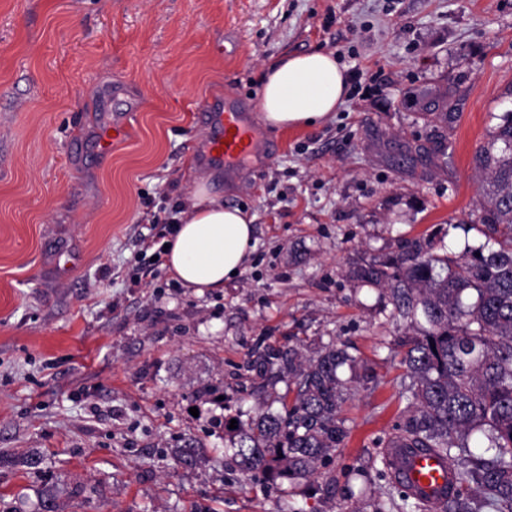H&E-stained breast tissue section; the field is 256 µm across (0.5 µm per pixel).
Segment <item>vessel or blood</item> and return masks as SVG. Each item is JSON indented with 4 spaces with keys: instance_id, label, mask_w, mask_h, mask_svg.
I'll return each mask as SVG.
<instances>
[{
    "instance_id": "vessel-or-blood-1",
    "label": "vessel or blood",
    "mask_w": 512,
    "mask_h": 512,
    "mask_svg": "<svg viewBox=\"0 0 512 512\" xmlns=\"http://www.w3.org/2000/svg\"><path fill=\"white\" fill-rule=\"evenodd\" d=\"M200 119L208 128L204 144L206 159L223 163L233 171L270 158L276 143L266 136L251 119L246 105L221 104L209 98L199 108ZM127 116L116 114L99 142L102 152H110L118 141L129 134ZM388 456L397 478L416 496L445 497L454 476L446 464L428 453H411L404 448H392Z\"/></svg>"
}]
</instances>
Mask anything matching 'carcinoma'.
Masks as SVG:
<instances>
[{
	"label": "carcinoma",
	"instance_id": "cac0c4a2",
	"mask_svg": "<svg viewBox=\"0 0 512 512\" xmlns=\"http://www.w3.org/2000/svg\"><path fill=\"white\" fill-rule=\"evenodd\" d=\"M474 161L483 174L474 220L483 241L456 255L427 238L404 240L353 271L384 290L393 317L414 330L400 341L410 415L387 447L433 453L456 473L446 500L403 493L401 512H512V112L487 130ZM355 363L332 343L310 360L295 349L252 355L246 367L288 379L294 398L285 393L281 411L237 420L235 432L250 442L234 449L240 471L272 485L316 477L347 436L341 370ZM475 435L483 437L479 453ZM174 455L186 468L201 459L189 441Z\"/></svg>",
	"mask_w": 512,
	"mask_h": 512
}]
</instances>
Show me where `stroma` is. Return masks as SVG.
Returning a JSON list of instances; mask_svg holds the SVG:
<instances>
[{
  "instance_id": "1",
  "label": "stroma",
  "mask_w": 512,
  "mask_h": 512,
  "mask_svg": "<svg viewBox=\"0 0 512 512\" xmlns=\"http://www.w3.org/2000/svg\"><path fill=\"white\" fill-rule=\"evenodd\" d=\"M313 51L362 71L336 114L272 130L279 153L235 177L205 163L200 104L260 101L268 65ZM510 111L512 0H0V512H376L406 325L350 271L402 238L481 241L473 155ZM202 178L256 247L198 297L138 274ZM332 340L358 358L333 462L296 489L243 475L231 420L287 390L249 355ZM128 115L129 114L112 115V121L109 123L106 132L99 142L100 150L103 153H109L116 142L122 141L128 136L130 129Z\"/></svg>"
}]
</instances>
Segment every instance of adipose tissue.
Instances as JSON below:
<instances>
[{"mask_svg":"<svg viewBox=\"0 0 512 512\" xmlns=\"http://www.w3.org/2000/svg\"><path fill=\"white\" fill-rule=\"evenodd\" d=\"M346 69L329 53L287 54L262 75L261 112L272 128L302 129L333 116L348 94ZM168 240L170 276L196 295L223 289L255 250L254 218L217 201L207 182L195 183L192 202Z\"/></svg>","mask_w":512,"mask_h":512,"instance_id":"1","label":"adipose tissue"}]
</instances>
